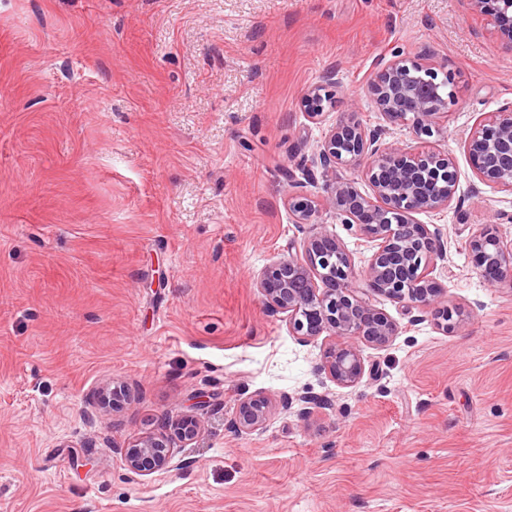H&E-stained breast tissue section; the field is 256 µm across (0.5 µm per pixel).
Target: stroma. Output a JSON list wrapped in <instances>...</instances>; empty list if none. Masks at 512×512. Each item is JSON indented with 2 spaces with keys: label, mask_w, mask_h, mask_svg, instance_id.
I'll list each match as a JSON object with an SVG mask.
<instances>
[{
  "label": "stroma",
  "mask_w": 512,
  "mask_h": 512,
  "mask_svg": "<svg viewBox=\"0 0 512 512\" xmlns=\"http://www.w3.org/2000/svg\"><path fill=\"white\" fill-rule=\"evenodd\" d=\"M397 53L455 81L431 145L461 201L415 219L474 315L450 335L374 298L400 333L340 388L256 281L296 233L288 171L342 113L381 124L367 85ZM511 104L512 53L465 0H0V512H512V288L465 248L480 224L512 238V193H472L460 144ZM113 380L130 405L88 420ZM303 392L331 404L282 407ZM257 393L266 427L236 432ZM191 410L180 469L125 466L119 447ZM337 76V70H331L326 76L325 86L323 84L313 86L304 93L302 99L304 111L310 119L319 120L324 112L333 105V91L327 90L326 86L337 87L339 83ZM270 401L261 394H255L238 401L231 426L240 433L263 429L269 418Z\"/></svg>",
  "instance_id": "35a3bbf8"
}]
</instances>
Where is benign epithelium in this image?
<instances>
[{"instance_id": "7a95c632", "label": "benign epithelium", "mask_w": 512, "mask_h": 512, "mask_svg": "<svg viewBox=\"0 0 512 512\" xmlns=\"http://www.w3.org/2000/svg\"><path fill=\"white\" fill-rule=\"evenodd\" d=\"M469 8L490 18L504 49L512 52V0H467ZM338 85V71L331 70L325 84L304 93V111L318 120L333 105L331 87ZM368 90L386 125L368 128L350 117L330 127L311 159L302 168L310 178L313 168L328 178L323 199L301 192L288 196V209L303 234L290 242L288 255L268 264L258 276L257 288L266 307L283 313L289 332L301 340L326 335L331 343L319 370L336 385L352 387L366 368L357 343L383 347L398 335L397 323L370 301L384 296L405 308L411 321L430 313L446 333L465 326L466 316L448 306L447 287L437 276L447 260L440 229L420 224L412 216L443 212L458 199L459 179L455 158L448 152L422 147L408 151L386 141L390 127L405 126L416 138L441 134L439 120L448 117L455 102L453 79L401 55L377 68ZM470 164L485 184L512 192V104L493 113L469 133L464 142ZM361 169L370 192L359 191L352 180L336 175V167ZM331 208L343 223L355 229L357 246L371 251L358 271L352 252L336 236L311 218L320 208ZM472 264L491 286H512V239L498 225L483 224L466 241ZM130 398L126 385L112 383L102 389L98 407L119 410ZM328 406L331 401L310 393L283 397L284 407ZM270 401L255 394L238 401L231 426L240 433L262 429L269 418ZM203 433L193 414L166 415L158 431L120 448L126 466L137 473L177 470L175 442L189 444Z\"/></svg>"}]
</instances>
